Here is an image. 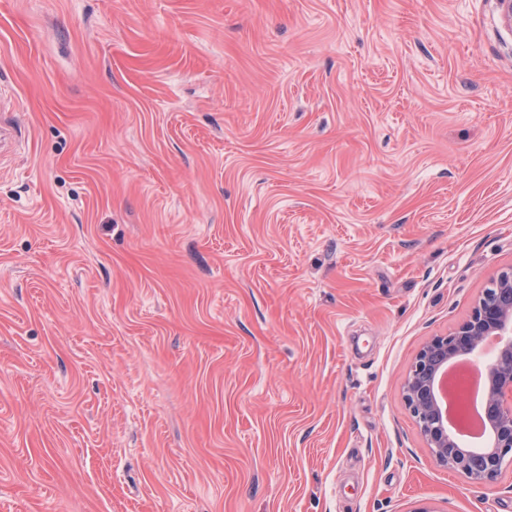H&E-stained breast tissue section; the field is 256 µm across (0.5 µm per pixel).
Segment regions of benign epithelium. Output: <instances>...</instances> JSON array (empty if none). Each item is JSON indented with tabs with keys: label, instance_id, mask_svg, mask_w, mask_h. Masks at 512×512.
I'll return each instance as SVG.
<instances>
[{
	"label": "benign epithelium",
	"instance_id": "obj_1",
	"mask_svg": "<svg viewBox=\"0 0 512 512\" xmlns=\"http://www.w3.org/2000/svg\"><path fill=\"white\" fill-rule=\"evenodd\" d=\"M498 340L495 357L483 362L487 445L465 447L448 425L439 396V375L462 357ZM403 398L436 463L479 485L494 483L512 466V267L500 271L454 332L436 336L416 353L403 385Z\"/></svg>",
	"mask_w": 512,
	"mask_h": 512
}]
</instances>
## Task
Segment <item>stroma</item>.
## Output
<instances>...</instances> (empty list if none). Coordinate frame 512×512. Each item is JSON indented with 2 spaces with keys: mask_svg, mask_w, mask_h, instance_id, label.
<instances>
[{
  "mask_svg": "<svg viewBox=\"0 0 512 512\" xmlns=\"http://www.w3.org/2000/svg\"><path fill=\"white\" fill-rule=\"evenodd\" d=\"M0 512H512L403 384L512 266L498 0H0Z\"/></svg>",
  "mask_w": 512,
  "mask_h": 512,
  "instance_id": "35a3bbf8",
  "label": "stroma"
}]
</instances>
